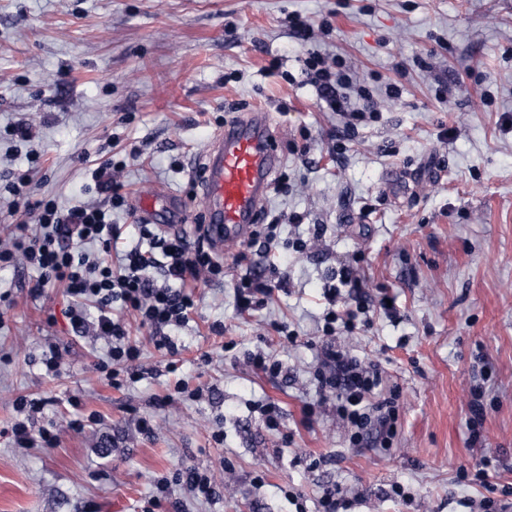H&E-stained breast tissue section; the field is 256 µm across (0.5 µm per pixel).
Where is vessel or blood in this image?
<instances>
[{"mask_svg":"<svg viewBox=\"0 0 512 512\" xmlns=\"http://www.w3.org/2000/svg\"><path fill=\"white\" fill-rule=\"evenodd\" d=\"M281 162L265 112L247 113L211 139L202 161L200 232L215 254L250 240ZM132 205L142 222L170 232L186 222L182 197L155 185L143 186Z\"/></svg>","mask_w":512,"mask_h":512,"instance_id":"obj_1","label":"vessel or blood"}]
</instances>
